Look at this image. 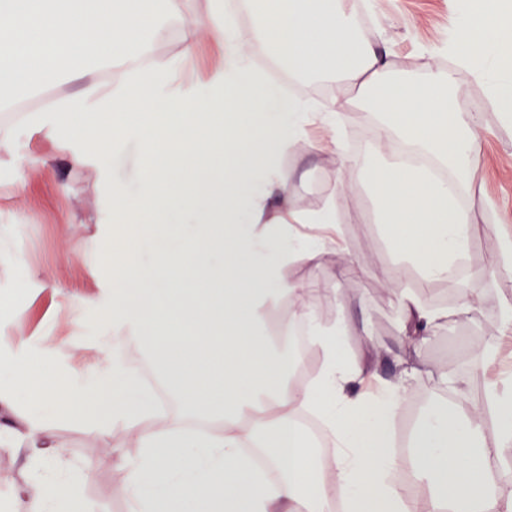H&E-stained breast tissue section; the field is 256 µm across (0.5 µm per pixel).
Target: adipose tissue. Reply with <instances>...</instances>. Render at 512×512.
I'll return each instance as SVG.
<instances>
[{
  "mask_svg": "<svg viewBox=\"0 0 512 512\" xmlns=\"http://www.w3.org/2000/svg\"><path fill=\"white\" fill-rule=\"evenodd\" d=\"M457 23L447 45L430 49L449 67L430 65L424 79L394 68L359 37L353 0H249L254 23L240 33L223 0L209 17L190 19L187 0H0V102L55 83L83 88L31 113L38 134L64 139L72 164L90 168L107 205L101 224L141 225L134 248L120 249L97 277L95 363L57 367L53 347L19 342L0 325V405L24 402L32 416L0 424V436L28 448L35 479L12 491V512H86L80 487L90 474L51 451L50 421L78 420L89 432L105 426L135 435L141 453L124 464L123 487L134 512H330L335 497L349 512H512L487 481L501 449L512 446V390L488 381L499 410L495 445L483 436V412L455 416L431 410L413 443V478L394 485L386 472L387 422L406 398L403 378L366 392L375 373L345 354L340 336L316 330L322 367L310 385L294 384L296 350L262 332L261 312L288 298L298 316L305 290L281 271L298 258L319 264L332 253L326 238H304L298 224H332V206L297 213L287 208L290 176L280 157L307 141L309 124L325 130L323 150L342 167H359L393 250L425 279L448 280L465 254L473 218L454 204L477 178L481 123L462 109L457 74L467 71L489 102L512 107V0H456ZM184 22L179 63L150 58V40L164 39L165 20ZM217 43L222 63L206 81L184 74L200 42ZM273 51L303 75L335 78L343 91L368 101L365 118L382 134L365 158L341 148L336 101L322 106L283 97L256 70L254 57ZM105 82H96V74ZM142 160L117 171L129 146ZM176 224L187 232L173 233ZM124 284L123 291L113 282ZM394 297L416 333L472 314L475 296L453 309L426 306L411 290ZM144 351L168 393L192 412L224 413L219 432L172 421L142 433L138 421L152 399L128 373L123 353ZM122 389H115V382ZM314 410L337 452L333 475L298 426ZM251 421L242 429L243 421ZM259 442L281 472L276 484L255 471L242 448Z\"/></svg>",
  "mask_w": 512,
  "mask_h": 512,
  "instance_id": "1",
  "label": "adipose tissue"
}]
</instances>
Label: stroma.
I'll return each mask as SVG.
<instances>
[{"instance_id":"35a3bbf8","label":"stroma","mask_w":512,"mask_h":512,"mask_svg":"<svg viewBox=\"0 0 512 512\" xmlns=\"http://www.w3.org/2000/svg\"><path fill=\"white\" fill-rule=\"evenodd\" d=\"M456 20L453 0H370L363 7L362 38L386 51L396 71L421 74L426 70L423 48L447 41ZM293 83L306 100L339 96L348 153L361 155L376 141L378 127L362 119L365 103L337 94L333 84L316 76ZM458 83L462 107L480 116L482 138L478 181L466 197L476 224L470 248L458 262L456 293H449L447 281L423 282L418 266L393 251L359 174L340 172L335 156L318 148L320 129L309 128V145L281 161L291 176L292 207L309 211L330 203L338 216L332 233L339 246L336 256L320 266L297 261L285 269V279L306 288L320 323L340 327L348 354L371 364L381 380L399 377V354L422 367L393 423L398 441L412 435L430 397L448 395L459 409L482 405L488 377L472 366L476 347L497 349L492 376L512 383V338L501 336L499 317L502 304L512 302V275L495 270L499 239L512 235V118L491 108L486 88L467 73H459ZM43 157L53 160L50 174L32 176V163ZM100 205L93 173L69 164L64 140H49L25 123L16 124L12 144L0 147V255L9 256L0 262V323L18 326L23 341L60 347L62 366H87L96 358L85 346L95 333L94 317L76 322L69 302L95 294L91 268L106 267L113 257L112 239L98 233ZM490 267L494 275L472 279L473 270ZM394 276L427 306L455 307L460 290L470 289L478 309L472 318L448 321L425 338L407 337L389 289ZM434 368L458 377L462 392L452 394L439 385L429 375ZM51 433L57 451L90 469L81 491L91 512H131L119 465L139 455L135 440L109 428L91 434L76 420L53 423ZM25 455V449L0 444V503L15 486L30 483Z\"/></svg>"}]
</instances>
